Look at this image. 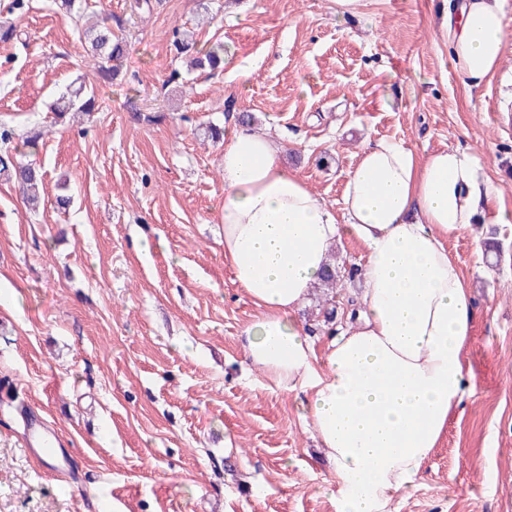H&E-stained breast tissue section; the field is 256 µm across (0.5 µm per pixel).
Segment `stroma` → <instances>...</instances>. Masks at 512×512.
<instances>
[{"label": "stroma", "mask_w": 512, "mask_h": 512, "mask_svg": "<svg viewBox=\"0 0 512 512\" xmlns=\"http://www.w3.org/2000/svg\"><path fill=\"white\" fill-rule=\"evenodd\" d=\"M441 0H0L21 37L0 42V128L37 139L30 211L0 181V512H336L331 466L296 394L249 369L239 336L257 310L224 263L221 159L208 128L251 113L289 170L332 209L366 142L472 153L512 211V0L505 57L468 90ZM124 38L122 73L87 63L85 26ZM220 42L224 67L191 70L176 37ZM98 108L56 120L70 84ZM74 198L69 210L56 197ZM472 284L468 390L414 488L389 512H512V223L449 237ZM355 289L316 342L336 333ZM42 417L69 448L57 474L27 441Z\"/></svg>", "instance_id": "35a3bbf8"}]
</instances>
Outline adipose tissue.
I'll use <instances>...</instances> for the list:
<instances>
[{
	"instance_id": "ef3b65f1",
	"label": "adipose tissue",
	"mask_w": 512,
	"mask_h": 512,
	"mask_svg": "<svg viewBox=\"0 0 512 512\" xmlns=\"http://www.w3.org/2000/svg\"><path fill=\"white\" fill-rule=\"evenodd\" d=\"M437 29L480 87L500 66L502 0H446ZM224 260L258 315L246 361L302 392L303 417L336 477V512H387L408 492L465 395L474 300L446 241L486 223L489 187L473 155L424 156L366 143L335 213L267 136L234 125L222 158ZM365 248L353 323L317 347L297 313L344 238Z\"/></svg>"
}]
</instances>
